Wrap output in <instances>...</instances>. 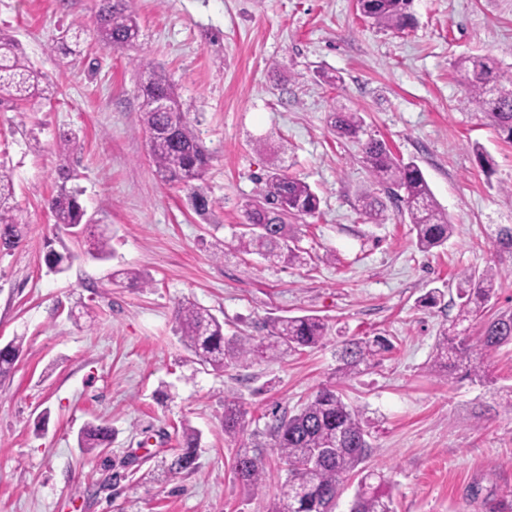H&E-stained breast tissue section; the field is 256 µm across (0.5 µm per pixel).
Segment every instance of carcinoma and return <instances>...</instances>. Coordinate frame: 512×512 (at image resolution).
<instances>
[{
  "label": "carcinoma",
  "instance_id": "carcinoma-1",
  "mask_svg": "<svg viewBox=\"0 0 512 512\" xmlns=\"http://www.w3.org/2000/svg\"><path fill=\"white\" fill-rule=\"evenodd\" d=\"M126 0H101L96 15L100 41L114 49L137 46L140 26L125 5ZM413 0H357V10L372 24L401 30L411 25ZM83 28L72 26L62 37L58 50L64 56L82 54ZM453 68L465 80V102L474 105L491 122L503 140L512 143V74L502 71L489 56H462ZM50 83L21 53L17 42L0 31V110H18L32 98L47 92ZM143 98L141 121L148 132V155L156 174L169 185L192 190V204L199 212L209 207L207 199L194 186L209 167L210 155L201 145L189 113L173 89L164 70L149 66L140 84ZM332 130L341 138L357 139L363 119L357 112H335ZM360 162L387 197L407 213L415 232L417 249L430 254L448 243L454 233L448 214L442 210L421 171L413 161L396 157L381 140L370 138L361 144ZM80 192L61 184L49 200L55 223L77 227L85 211L79 202ZM14 186L11 174L0 164V250L10 251L21 240L24 223L13 204ZM361 209L374 223L387 219L386 207L371 195L360 197ZM321 199L311 187L288 176L282 168L268 172L261 197L246 209L247 230L237 239V250L259 254L269 260H282L290 265L304 261L302 251L290 245V217H313L320 210ZM87 253L98 260L112 257L110 239L94 235L88 240ZM70 256L53 249L45 255L51 270L62 272ZM499 271L494 267L480 274L463 273L457 283L459 299L452 330L439 335L432 367L449 380L462 371L472 380L484 383L488 372L483 353L512 343V311L486 316V306L493 294ZM477 318L484 319L483 334L478 344H470L465 331L458 326ZM176 332L197 361L215 368L246 360L251 356L279 359L304 348H314L326 336L328 327L317 315L284 317L273 320L267 340L257 344L247 336H224V322L210 310L192 302L178 306ZM23 348L16 337L0 348V377L8 375ZM393 350L383 336L358 337L344 341L338 352L340 365L336 375L349 378L379 363ZM244 427V412L234 402L224 404V435L234 437ZM271 447L285 466L287 477L274 500L270 512H333L336 497L344 479L359 477L358 489L350 512H393L389 495L383 490L384 476L369 470L365 462L371 455V444L359 412L346 403L334 385L321 387L299 410L287 415H273L268 426ZM112 427L90 426L78 436V445L88 451L107 446ZM199 434L192 428L182 431V446L171 460L168 471L176 476L196 468ZM238 477L249 491L263 489L267 458L257 448L242 449L236 457Z\"/></svg>",
  "mask_w": 512,
  "mask_h": 512
}]
</instances>
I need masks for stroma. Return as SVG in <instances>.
I'll list each match as a JSON object with an SVG mask.
<instances>
[{"mask_svg":"<svg viewBox=\"0 0 512 512\" xmlns=\"http://www.w3.org/2000/svg\"><path fill=\"white\" fill-rule=\"evenodd\" d=\"M136 48L94 35L98 0H0V30L52 83L53 97L0 112V164L27 223L0 251V345L23 349L0 379V512H269L286 472L252 493L235 468L241 449L268 443L272 411L295 412L338 382L370 435L368 467L384 474L394 512H492L512 494V346L488 356L493 383L430 371L441 330L457 313L460 273L498 266L489 313L512 309V257L494 246L512 225V143L463 101L452 68L490 56L512 70V0H413L411 27L368 23L355 0H129ZM86 31L78 57L57 53L64 29ZM163 68L211 154L199 215L186 191L163 183L140 121V77ZM335 74L328 85L324 73ZM357 112L369 135L422 170L455 232L421 253L408 217L362 215L364 193L385 192L359 161L360 145L330 128ZM78 135L59 155L60 133ZM494 161L485 172L473 150ZM284 167L321 199L304 218L305 262L289 266L235 251L266 170ZM68 170L91 227L114 255L85 253V232L55 223L48 202ZM68 254L54 272L48 249ZM148 274L151 287L113 283ZM434 288L436 306L422 300ZM196 302L226 335L261 339L278 317L313 314L328 332L312 349L224 368L198 364L175 330ZM381 334L394 351L379 366L336 378V351ZM245 427L224 434L225 402ZM110 425L103 451L79 448L88 423ZM200 436L195 471L167 477L183 426Z\"/></svg>","mask_w":512,"mask_h":512,"instance_id":"obj_1","label":"stroma"}]
</instances>
